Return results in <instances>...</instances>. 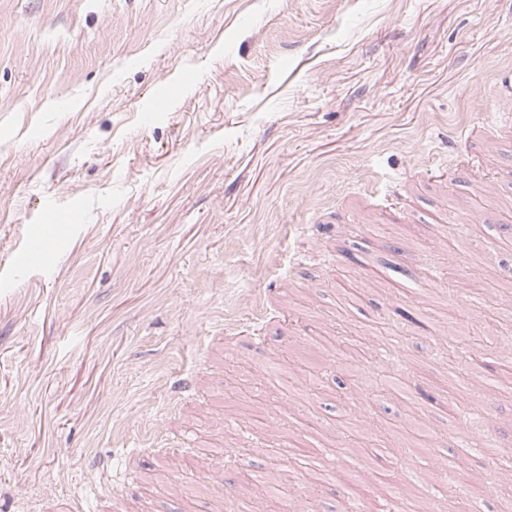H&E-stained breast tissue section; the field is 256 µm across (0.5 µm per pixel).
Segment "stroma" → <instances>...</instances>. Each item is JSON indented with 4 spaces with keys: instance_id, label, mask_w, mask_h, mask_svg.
Segmentation results:
<instances>
[{
    "instance_id": "35a3bbf8",
    "label": "stroma",
    "mask_w": 512,
    "mask_h": 512,
    "mask_svg": "<svg viewBox=\"0 0 512 512\" xmlns=\"http://www.w3.org/2000/svg\"><path fill=\"white\" fill-rule=\"evenodd\" d=\"M509 69L512 0H0V512H226L228 482L281 512L244 480L267 469L343 512L295 446L346 468L381 449L414 512H512V390L469 387L500 358L448 369L484 318L512 331V306L469 301L512 296ZM48 223L60 244L18 264ZM432 280L431 322L401 317ZM341 336L401 337L422 398L377 391ZM458 391L497 453H473L480 496L438 499L411 465L456 451ZM359 398L378 422L352 447Z\"/></svg>"
}]
</instances>
